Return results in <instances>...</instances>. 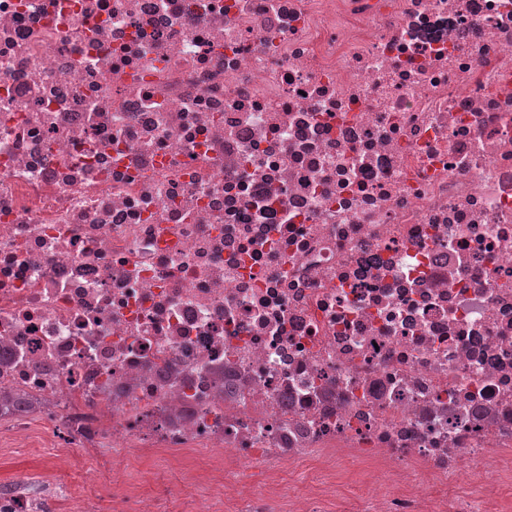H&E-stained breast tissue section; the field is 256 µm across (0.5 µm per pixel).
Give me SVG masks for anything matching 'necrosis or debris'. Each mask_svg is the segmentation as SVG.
I'll list each match as a JSON object with an SVG mask.
<instances>
[{
  "label": "necrosis or debris",
  "mask_w": 512,
  "mask_h": 512,
  "mask_svg": "<svg viewBox=\"0 0 512 512\" xmlns=\"http://www.w3.org/2000/svg\"><path fill=\"white\" fill-rule=\"evenodd\" d=\"M2 457L0 512H512V0H0Z\"/></svg>",
  "instance_id": "1"
}]
</instances>
